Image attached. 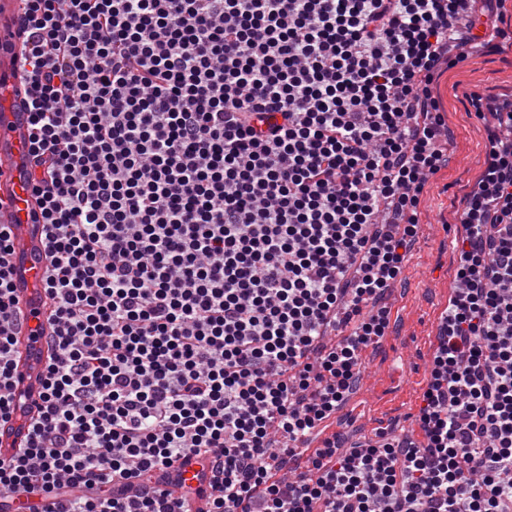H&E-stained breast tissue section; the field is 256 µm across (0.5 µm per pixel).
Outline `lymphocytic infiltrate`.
<instances>
[{"label":"lymphocytic infiltrate","mask_w":512,"mask_h":512,"mask_svg":"<svg viewBox=\"0 0 512 512\" xmlns=\"http://www.w3.org/2000/svg\"><path fill=\"white\" fill-rule=\"evenodd\" d=\"M54 355L0 494L60 512H505L512 504V142L491 134L461 282L416 421L422 445L324 437L384 336V296L449 161L431 86L461 0H25ZM13 231L0 223V421L13 391ZM308 471L280 478L297 445ZM138 483L130 497L126 489ZM208 469L207 462L199 457L182 458L170 469L172 477L163 488L174 497H180L187 489L196 491L205 488L209 494L211 488L203 479L204 474H208Z\"/></svg>","instance_id":"lymphocytic-infiltrate-1"}]
</instances>
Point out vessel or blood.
Returning a JSON list of instances; mask_svg holds the SVG:
<instances>
[{
	"label": "vessel or blood",
	"instance_id": "obj_1",
	"mask_svg": "<svg viewBox=\"0 0 512 512\" xmlns=\"http://www.w3.org/2000/svg\"><path fill=\"white\" fill-rule=\"evenodd\" d=\"M21 20V0H0V97L7 101L5 109L0 111V222L13 227L18 260L14 286L20 314L14 327L17 351L14 380L18 394L25 397L28 408L34 409L41 403L40 375L47 360L52 330L46 294L40 284L48 246L41 210L23 176L30 133L29 113L22 94L6 82L21 45ZM24 435L19 424L0 422V461L15 456ZM207 472V462L199 457L180 459L165 488L176 497L193 490L188 508L190 512H199L204 500L196 491L204 487L203 476ZM9 512H57V505L51 498L33 504L18 493Z\"/></svg>",
	"mask_w": 512,
	"mask_h": 512
}]
</instances>
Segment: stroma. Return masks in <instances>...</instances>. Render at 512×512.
I'll return each mask as SVG.
<instances>
[{
  "label": "stroma",
  "mask_w": 512,
  "mask_h": 512,
  "mask_svg": "<svg viewBox=\"0 0 512 512\" xmlns=\"http://www.w3.org/2000/svg\"><path fill=\"white\" fill-rule=\"evenodd\" d=\"M503 100L512 97V51L471 52L468 60L445 71L434 94L450 132V160L431 176L419 211V238L390 297L391 328L386 345L373 363L375 385L363 386L345 415L355 441L411 435L428 385L439 330L448 298L459 288V253L454 244L465 234L460 216L469 193L476 190L488 159V131L493 118L478 119L468 92Z\"/></svg>",
  "instance_id": "1"
}]
</instances>
